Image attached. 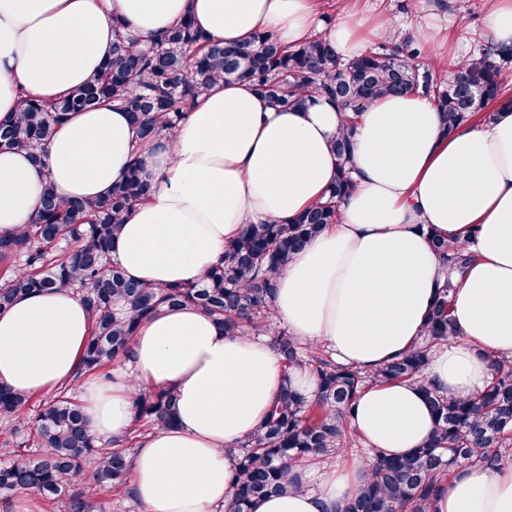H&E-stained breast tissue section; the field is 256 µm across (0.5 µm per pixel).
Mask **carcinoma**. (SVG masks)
Wrapping results in <instances>:
<instances>
[{
	"label": "carcinoma",
	"instance_id": "carcinoma-1",
	"mask_svg": "<svg viewBox=\"0 0 512 512\" xmlns=\"http://www.w3.org/2000/svg\"><path fill=\"white\" fill-rule=\"evenodd\" d=\"M408 36L388 39L352 60L336 55L320 34L285 46L272 33L224 45L213 42L188 19L152 47L140 50L117 33L112 59L59 102L21 97L16 117L0 124V151L26 150L41 160L56 124L70 112L106 102L133 114L141 139L172 134L189 117L198 98L218 83L243 80L274 106L300 108L323 94L346 112L358 113L382 95L419 94L442 112L444 129L475 120L491 121L512 109L503 95L502 69L512 62V47L484 45L448 63L450 82L419 62ZM348 127L336 139V182L325 200L286 224H249L224 244V259L202 280L166 287L126 278L112 260V240L126 213L151 187L141 177V160L97 199L65 200L51 183L43 187L31 223L0 237V310L44 288H70L92 316L82 370L95 374L114 359L127 358L139 324L165 306L191 305L211 318L226 336H268L285 369L284 383L264 421L246 440L227 449L236 459L231 492L222 512H253L262 498L305 488L302 476L313 464L331 462L357 438L348 415L369 382L420 385L434 416L427 440L401 457L377 455L357 492L336 512H432L434 498L460 464L512 461V359L490 356L493 378L470 398L438 393L425 382L432 348L456 335L451 318V277L465 270L471 255L445 238L431 246L446 269L429 312L422 342L380 366L362 372L273 327L277 276L294 254L327 225L337 222L339 204L355 188ZM308 370L316 393L294 389L290 373ZM32 396L0 385V491H30L65 512H106L98 495L105 490L133 494L130 454L142 436L175 426L176 396L169 389L138 387L135 423L120 439L99 442L88 430L74 389L63 388L39 405L33 421L22 415Z\"/></svg>",
	"mask_w": 512,
	"mask_h": 512
}]
</instances>
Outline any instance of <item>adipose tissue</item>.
Segmentation results:
<instances>
[{
    "label": "adipose tissue",
    "mask_w": 512,
    "mask_h": 512,
    "mask_svg": "<svg viewBox=\"0 0 512 512\" xmlns=\"http://www.w3.org/2000/svg\"><path fill=\"white\" fill-rule=\"evenodd\" d=\"M315 0H0V122L20 95L66 98L112 56L117 31L137 47L184 18L213 41L261 32L287 45L323 33L338 55L366 49L364 22L344 13L321 28ZM352 129L356 188L336 224L309 241L277 277L276 323L342 363L371 372L414 346L442 280L429 237L462 245L473 261L455 279L456 335L434 349L427 380L466 399L491 378L489 358L512 355V111L479 128L444 133L417 94L385 96L356 119L312 96L304 109L273 107L250 84L213 87L171 136L140 141L128 112L69 113L40 161L0 153V235L32 221L44 183L65 199H95L141 159L153 191L127 215L112 257L152 286L197 282L248 224H280L325 197L336 180L332 143ZM91 319L76 293L44 290L0 311V384L51 393L80 384L90 433L105 442L134 419V388L177 395L175 427L148 432L131 454L143 512H219L235 467L227 448L247 439L277 397L284 368L268 340L227 336L190 306L143 320L127 369L82 379ZM350 425L367 448L405 455L433 427L416 384H371ZM362 464L306 472L314 489L261 500L254 512H334L354 494ZM436 512H512V462L463 465Z\"/></svg>",
    "instance_id": "obj_1"
}]
</instances>
